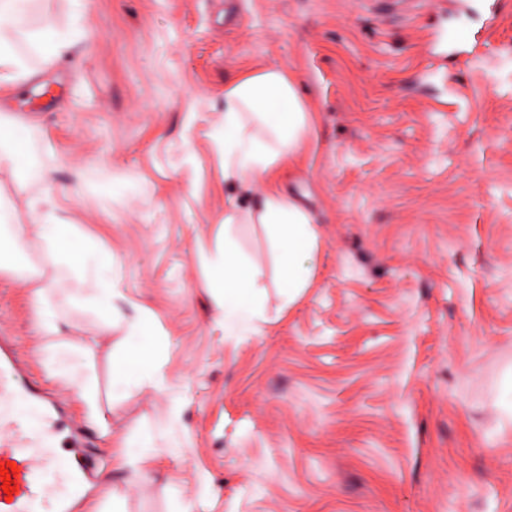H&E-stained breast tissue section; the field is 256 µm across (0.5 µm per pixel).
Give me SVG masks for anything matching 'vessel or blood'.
Wrapping results in <instances>:
<instances>
[{
    "instance_id": "b4317fda",
    "label": "vessel or blood",
    "mask_w": 512,
    "mask_h": 512,
    "mask_svg": "<svg viewBox=\"0 0 512 512\" xmlns=\"http://www.w3.org/2000/svg\"><path fill=\"white\" fill-rule=\"evenodd\" d=\"M40 415L36 425L20 420L18 404ZM85 443L63 403L47 395L8 342H0V463L19 472L13 496L0 492V512H79L95 477Z\"/></svg>"
}]
</instances>
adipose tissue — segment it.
<instances>
[{"label": "adipose tissue", "mask_w": 512, "mask_h": 512, "mask_svg": "<svg viewBox=\"0 0 512 512\" xmlns=\"http://www.w3.org/2000/svg\"><path fill=\"white\" fill-rule=\"evenodd\" d=\"M27 0H0V85L11 86L24 79L29 66L16 51L5 28L18 27ZM315 124L313 105L299 93L295 77L274 65H247L224 84V125L212 139L224 154V181L249 189L262 183L260 196L248 205L230 198L224 204V244L212 263L214 287L225 320L250 324L262 310L264 289L256 267L238 250L231 228L236 224H260L273 236L280 274L278 287L287 301H294L311 284L310 261L317 248L315 216L282 187L284 170L295 168L311 145ZM68 222L51 201L32 203L29 224H14L6 242L0 243V275L24 281L30 302L41 311L39 330L56 334L54 318L43 310L44 300L64 280L46 277L28 259L26 243L30 229H37L42 249L58 269L73 278H92L88 302L110 311L121 294L110 271L112 259L96 246L94 238L68 248ZM134 316L124 318L129 347L117 366V386L135 381L162 390L155 350L145 344L153 321L148 308L134 304Z\"/></svg>", "instance_id": "obj_1"}]
</instances>
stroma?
I'll list each match as a JSON object with an SVG mask.
<instances>
[{
    "instance_id": "obj_1",
    "label": "stroma",
    "mask_w": 512,
    "mask_h": 512,
    "mask_svg": "<svg viewBox=\"0 0 512 512\" xmlns=\"http://www.w3.org/2000/svg\"><path fill=\"white\" fill-rule=\"evenodd\" d=\"M25 25L82 26L67 61L0 93L23 132L0 168L5 224L44 189L111 254L154 314L163 391L113 384L124 333L98 308L0 275V335L101 435L157 461L84 512H512V0H29ZM247 62L292 72L317 111L288 190L319 222L312 285L277 292L259 224L237 242L266 288L248 331L207 287L224 222V82ZM80 355L89 401L46 376Z\"/></svg>"
}]
</instances>
